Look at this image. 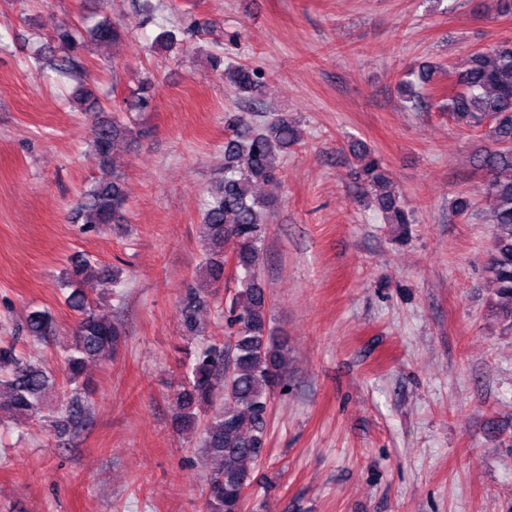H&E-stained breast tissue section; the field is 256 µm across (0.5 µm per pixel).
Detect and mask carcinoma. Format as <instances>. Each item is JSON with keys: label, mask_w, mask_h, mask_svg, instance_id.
I'll list each match as a JSON object with an SVG mask.
<instances>
[{"label": "carcinoma", "mask_w": 512, "mask_h": 512, "mask_svg": "<svg viewBox=\"0 0 512 512\" xmlns=\"http://www.w3.org/2000/svg\"><path fill=\"white\" fill-rule=\"evenodd\" d=\"M127 33V26L107 19L87 28L64 24L52 35L64 55L48 60V66L64 77L77 79L84 69L85 40L115 43ZM211 67L241 100H263L264 77L250 65L226 64L224 58L215 56ZM454 74L455 84L446 103L448 116L461 129L484 130L488 142L476 155V165L487 175L485 205L492 224L485 268L496 294L495 309L512 319V41L469 54ZM430 77L431 71L423 70L415 81L408 77L400 80L398 88L412 102L418 98L416 82L424 84ZM72 102L83 112L104 111L100 100L82 85L75 90ZM151 107V83L146 79L126 98L123 110L95 122L92 147L99 159L100 176L81 193L75 210L77 222L96 229L124 220L128 196L112 146L119 137L135 140L143 136L145 131L132 125L129 114L147 112ZM257 116V112H241L228 120L224 176L209 192L201 224L205 278L189 284L178 302L181 333L194 346L187 352L184 381L173 392V423L179 431L198 430L203 452L220 463L207 478L204 512H240L246 508L247 491L258 485L268 458L273 395L288 371V348L269 327L271 300L259 273L274 202L257 196L255 188L278 181L285 150L299 141L300 133L286 114L261 122ZM357 162L361 200H374L386 224L413 223L412 212L382 162L366 153L357 155ZM229 240L237 245V286L224 300L225 342L217 344L206 338L200 313L209 307L224 279V243ZM79 276L110 280L114 288L123 284L121 270L90 257L74 264L73 276L63 277V285L71 288L67 302L80 318L61 365L63 379L74 392L70 400L51 410V427L57 432L82 416L78 395L85 362L108 360L123 337L111 315L74 288ZM21 331L43 339L54 334L56 326L49 312L34 310L26 316ZM0 364L10 368L7 375H0V403L7 404L17 416L41 413L43 396L56 382L55 375L44 365L1 347Z\"/></svg>", "instance_id": "carcinoma-1"}]
</instances>
